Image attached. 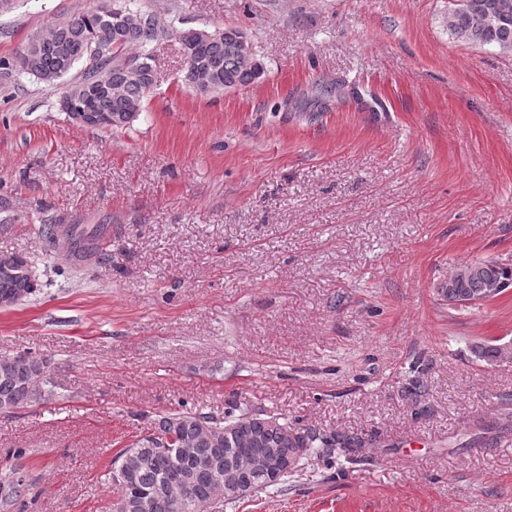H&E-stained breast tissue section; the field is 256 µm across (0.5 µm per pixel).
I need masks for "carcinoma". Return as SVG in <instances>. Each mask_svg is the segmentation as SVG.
<instances>
[{
    "mask_svg": "<svg viewBox=\"0 0 512 512\" xmlns=\"http://www.w3.org/2000/svg\"><path fill=\"white\" fill-rule=\"evenodd\" d=\"M151 13L136 0H99L96 7L64 22H50L28 39L11 59H0V77L27 74L36 81L62 89L61 98L75 108L66 111L69 119L79 121L80 110L91 104L98 112L112 117V127L129 126L142 111L153 91L155 44L170 35L181 37L182 29L156 20L143 23ZM448 31L467 41L512 50V0H459L448 10ZM214 29L191 47L193 76L183 77L185 85L199 94L221 93L227 89L254 83L264 68L250 43ZM82 65L79 76L65 77ZM40 236L51 243L62 234L78 247L76 257L103 259L104 225L91 230L77 224L44 225ZM512 282V269L491 260L472 261L470 267L448 277L438 293L455 301L476 297L492 282ZM37 285L28 270L0 276V294L24 292L31 295ZM47 365L26 354L0 359V412H9L24 404L48 401ZM206 414L179 411L159 416L150 435L121 449L111 460L104 481L115 494L110 512H137L138 501L148 496L151 512H192L193 504L211 501L224 491V473H247L251 461L264 456H284L293 448L306 452L293 460L276 488L287 483L302 460L334 457L342 452L350 463L353 449L362 447L357 436L338 435L299 427L276 415L261 417L247 412H227L209 436L200 431L198 420ZM188 478L193 503L177 507L182 486L173 483L174 475ZM30 485L18 477L0 483V507L4 512H25Z\"/></svg>",
    "mask_w": 512,
    "mask_h": 512,
    "instance_id": "carcinoma-1",
    "label": "carcinoma"
}]
</instances>
